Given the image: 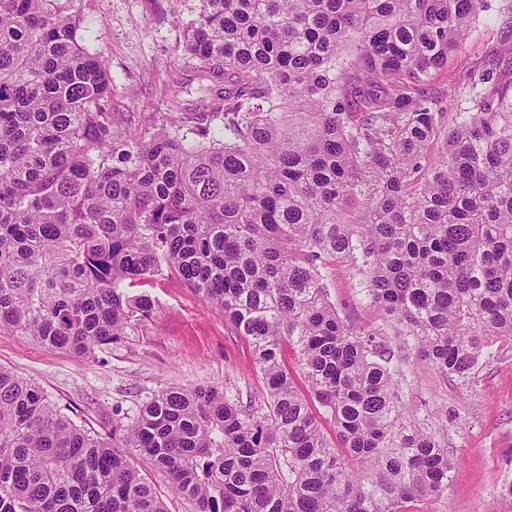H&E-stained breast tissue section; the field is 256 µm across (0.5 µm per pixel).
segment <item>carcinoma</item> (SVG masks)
<instances>
[{
	"label": "carcinoma",
	"instance_id": "cac0c4a2",
	"mask_svg": "<svg viewBox=\"0 0 512 512\" xmlns=\"http://www.w3.org/2000/svg\"><path fill=\"white\" fill-rule=\"evenodd\" d=\"M490 8L199 0L184 50L206 95L181 98L171 75L149 135L119 126L61 0H0V331L92 358L150 308L123 285L167 265L245 337L266 387H170L102 433L0 366V512H168L153 472L192 512L448 495V452L400 400L392 341L444 382L512 341V51L474 72L450 125L425 94ZM329 258L353 264L380 325L340 315Z\"/></svg>",
	"mask_w": 512,
	"mask_h": 512
}]
</instances>
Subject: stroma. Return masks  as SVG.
Instances as JSON below:
<instances>
[{"mask_svg": "<svg viewBox=\"0 0 512 512\" xmlns=\"http://www.w3.org/2000/svg\"><path fill=\"white\" fill-rule=\"evenodd\" d=\"M493 8L470 28L447 64L426 86L429 97L448 98L449 109L465 108L476 91L469 76L483 67L512 31V0ZM197 0H67L96 38L88 47L112 74L111 106L122 126L153 131L167 111L169 78L180 71L191 97L203 82L183 50ZM323 283L349 324H378L361 285L346 261L327 260ZM152 302L149 315L133 318L120 340L87 360L0 331V365L39 384L53 402L77 407L88 422L112 417L113 408L135 415L153 393L169 387L214 386L240 397L259 396L264 382L248 342L205 303L174 269L128 285ZM403 403L416 411L422 429L434 434L452 463L448 497L410 502L411 512H512V342L486 348L467 382L440 381L414 346L401 349Z\"/></svg>", "mask_w": 512, "mask_h": 512, "instance_id": "obj_1", "label": "stroma"}]
</instances>
